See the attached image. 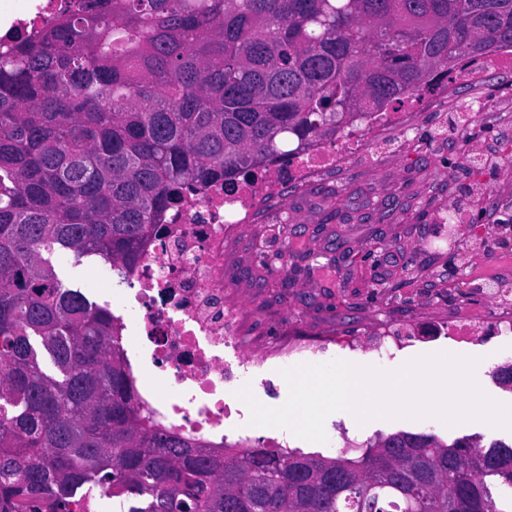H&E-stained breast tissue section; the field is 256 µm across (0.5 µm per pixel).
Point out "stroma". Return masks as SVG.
Wrapping results in <instances>:
<instances>
[{
	"label": "stroma",
	"mask_w": 512,
	"mask_h": 512,
	"mask_svg": "<svg viewBox=\"0 0 512 512\" xmlns=\"http://www.w3.org/2000/svg\"><path fill=\"white\" fill-rule=\"evenodd\" d=\"M411 110L412 130H391L377 154L357 156L308 184L283 185L244 225L225 254L224 274L250 312L255 335L274 342L291 326L303 336L328 328L353 336L388 316L429 315L464 293L461 266L485 246L477 226L512 216V153L495 167L484 164L512 145V55L498 56L479 77H456L447 101L416 103ZM273 224L288 227V269L276 274L260 263ZM52 262L67 287L98 305L118 306L130 293L129 283L120 282L101 257L62 252ZM455 346L442 335L390 360L335 347L319 360L394 369ZM325 431L326 442L292 436L289 445L327 455L347 442L365 444L400 431L433 433L448 442L468 436L485 447L512 441V431L478 422L448 428L433 419L361 427L332 415Z\"/></svg>",
	"instance_id": "35a3bbf8"
}]
</instances>
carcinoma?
Instances as JSON below:
<instances>
[{
	"label": "carcinoma",
	"instance_id": "1",
	"mask_svg": "<svg viewBox=\"0 0 512 512\" xmlns=\"http://www.w3.org/2000/svg\"><path fill=\"white\" fill-rule=\"evenodd\" d=\"M512 51V0H67L0 39V512H507L512 443L219 453L137 401L112 315L44 253L129 280L183 192L229 189Z\"/></svg>",
	"mask_w": 512,
	"mask_h": 512
}]
</instances>
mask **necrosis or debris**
Wrapping results in <instances>:
<instances>
[{
    "mask_svg": "<svg viewBox=\"0 0 512 512\" xmlns=\"http://www.w3.org/2000/svg\"><path fill=\"white\" fill-rule=\"evenodd\" d=\"M392 125L408 127V113H375L346 131L343 142H314L289 163L269 165L232 191L213 182L166 211L164 240L144 250L130 276L135 293L115 317L124 356L141 370L140 403L163 425L222 449L231 443L224 433L232 414L225 388L242 383L250 368L313 359L335 343L332 333L315 339L291 335L272 347L252 336L246 309L224 276V253L283 182L307 180L350 161L354 150L380 141L383 129ZM511 238L507 224L497 225L488 238L485 250L495 257L491 269H480L478 259L467 260L469 296L448 306L446 331L454 341L479 346L496 336L512 343V297L501 289L512 280V251L503 246ZM423 339L416 324L402 333L396 323L381 321L367 336L346 339L344 345L389 357Z\"/></svg>",
    "mask_w": 512,
    "mask_h": 512,
    "instance_id": "necrosis-or-debris-1",
    "label": "necrosis or debris"
}]
</instances>
